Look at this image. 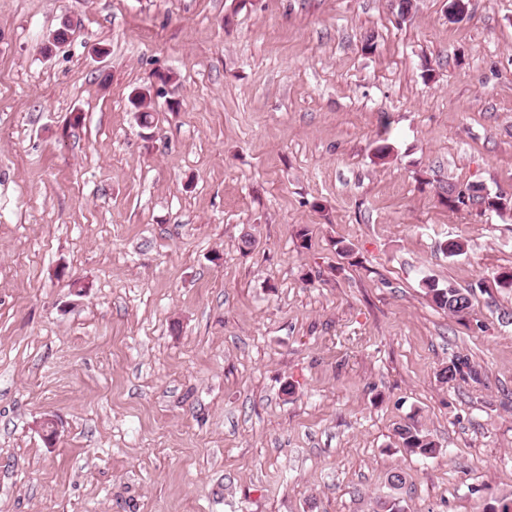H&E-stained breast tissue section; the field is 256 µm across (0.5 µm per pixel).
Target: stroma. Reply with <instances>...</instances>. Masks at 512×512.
I'll use <instances>...</instances> for the list:
<instances>
[{"instance_id": "1", "label": "stroma", "mask_w": 512, "mask_h": 512, "mask_svg": "<svg viewBox=\"0 0 512 512\" xmlns=\"http://www.w3.org/2000/svg\"><path fill=\"white\" fill-rule=\"evenodd\" d=\"M416 3L0 0V512L512 497V0ZM466 191L468 192V200L469 203H465L461 198L460 191L450 187L446 190V195H441V199L446 201L449 209H458L461 205L467 206L468 204H479L484 207L486 210L503 213L510 208L512 204L511 200L501 199L500 195L494 194L492 195L490 192L486 197L475 196L470 193L471 186H469ZM505 202V204H504ZM425 294L441 310L464 318L473 310V297L470 291L463 293L456 288H439L433 281L425 282ZM463 311V314H460ZM449 367L443 368L439 377L444 382L466 381L468 379H477L478 372L471 365L467 356L456 355L449 362ZM403 448L424 457H435L440 452L437 443L414 423L399 424L395 430Z\"/></svg>"}]
</instances>
